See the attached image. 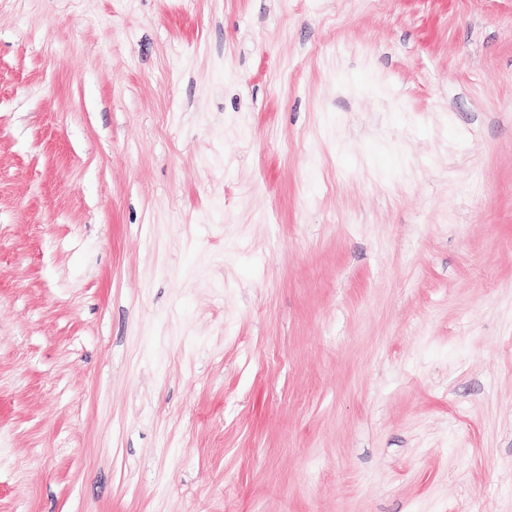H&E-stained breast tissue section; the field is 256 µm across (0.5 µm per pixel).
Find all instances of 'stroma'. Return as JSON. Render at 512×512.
<instances>
[{
	"label": "stroma",
	"instance_id": "obj_1",
	"mask_svg": "<svg viewBox=\"0 0 512 512\" xmlns=\"http://www.w3.org/2000/svg\"><path fill=\"white\" fill-rule=\"evenodd\" d=\"M0 512H512V0H0Z\"/></svg>",
	"mask_w": 512,
	"mask_h": 512
}]
</instances>
